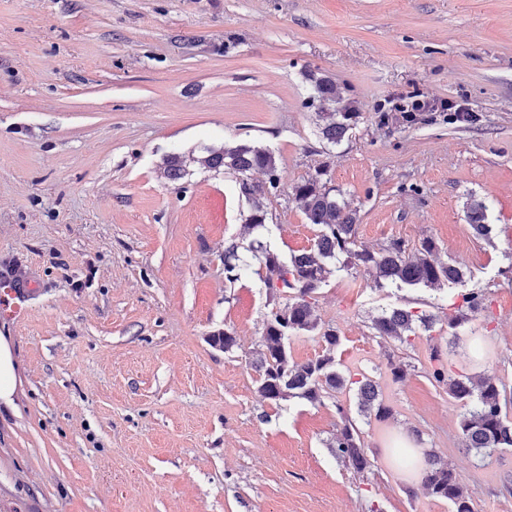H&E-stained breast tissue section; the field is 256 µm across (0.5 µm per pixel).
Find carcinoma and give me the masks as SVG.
Returning a JSON list of instances; mask_svg holds the SVG:
<instances>
[{"instance_id": "1", "label": "carcinoma", "mask_w": 512, "mask_h": 512, "mask_svg": "<svg viewBox=\"0 0 512 512\" xmlns=\"http://www.w3.org/2000/svg\"><path fill=\"white\" fill-rule=\"evenodd\" d=\"M312 101L319 102L323 139L331 145L339 144L348 131L356 113L341 111L336 104L342 100L336 83L323 77L314 79ZM202 166L217 170H230L238 175L239 190L250 211L246 226L271 233L266 224V200L279 188L276 158L263 147L236 145L206 150V156L197 159ZM185 160L180 155H170L165 160L164 175L172 183L182 179ZM259 170L266 181L256 183L250 175ZM323 172L318 171L293 188V198L308 223L320 226L316 247L284 261L267 245L256 239L247 251L261 262L265 269L262 280L265 287L285 300L283 306L270 311L260 337L253 367L259 375L258 390L271 402L287 397H298L311 403L345 385V378L336 371L331 355L340 344L338 331L332 326L320 324L313 312L312 300L317 290L335 272L364 267L374 271L377 281L392 284L440 287L448 283L461 284L465 273L458 267L434 258L436 245L424 239L413 253H407L403 242L393 240L377 250L361 249L357 245L356 212L327 189L321 182ZM487 205L475 200L468 208L469 224L480 237H488L491 225L486 223ZM246 261L238 253V245L232 244L224 251V272L230 282L238 280V271ZM473 314L485 310V292L471 290L461 294L458 309ZM423 324L429 318L404 308H393L373 319L372 329L382 338L406 341L405 334L413 331V323ZM305 331L319 336L328 353L315 360L296 362L288 353L292 336ZM430 380L448 388V393L468 407L461 419L462 444L468 452L490 455L497 450L512 449V419L509 408L512 397L506 386L490 372L478 379L465 374L451 376L443 369H435ZM358 406L365 412L377 407L376 419L384 420L389 409L377 403L374 386L367 379L356 380ZM342 426L329 444L332 452L347 467L358 473L374 467L361 441L359 430L348 418L342 405H336ZM423 487L432 495L448 501L452 512H474L470 498L461 486L456 472L436 454L425 455L420 471Z\"/></svg>"}]
</instances>
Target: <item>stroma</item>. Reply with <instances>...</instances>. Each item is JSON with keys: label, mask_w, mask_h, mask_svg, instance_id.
Returning <instances> with one entry per match:
<instances>
[{"label": "stroma", "mask_w": 512, "mask_h": 512, "mask_svg": "<svg viewBox=\"0 0 512 512\" xmlns=\"http://www.w3.org/2000/svg\"><path fill=\"white\" fill-rule=\"evenodd\" d=\"M310 71L358 112L340 145L320 133ZM414 91L471 118L405 122L392 106ZM240 144L279 158L266 239L281 258L316 244L292 189L320 170L356 210L360 247L429 238L466 270L438 289L360 267L315 294L336 362L376 382L387 420L346 391L261 397L254 348L277 299L259 262L228 282L224 251L262 234L235 174L197 162ZM174 153L188 160L176 184ZM474 199L490 239L469 227ZM2 273L29 291L0 315L19 377L15 410L0 406V512H451L393 461L409 437L475 512H512V450L466 451L462 405L428 378L491 369L512 388V0H0ZM472 289L491 321L449 328ZM392 308L433 324L376 336ZM224 329L229 352L209 341ZM345 416L372 471L328 447Z\"/></svg>", "instance_id": "1"}]
</instances>
